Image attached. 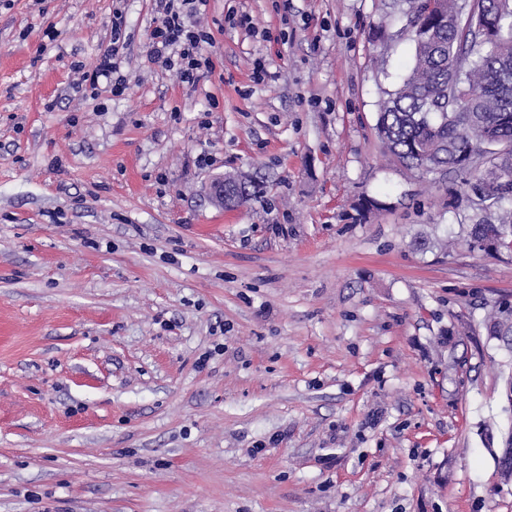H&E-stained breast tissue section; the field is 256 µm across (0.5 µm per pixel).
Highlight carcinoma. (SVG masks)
<instances>
[{
  "label": "carcinoma",
  "mask_w": 512,
  "mask_h": 512,
  "mask_svg": "<svg viewBox=\"0 0 512 512\" xmlns=\"http://www.w3.org/2000/svg\"><path fill=\"white\" fill-rule=\"evenodd\" d=\"M399 35L410 44V65L379 102L376 132L385 152L408 170L462 176L465 195L484 200L467 225L466 244L489 243L512 253V0H398ZM483 156L480 166L464 162ZM263 186L245 175L224 176L227 208L260 198ZM385 202L361 196L367 220ZM491 336L512 338V306L499 304L486 322Z\"/></svg>",
  "instance_id": "carcinoma-1"
}]
</instances>
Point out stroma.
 <instances>
[{"label": "stroma", "instance_id": "1", "mask_svg": "<svg viewBox=\"0 0 512 512\" xmlns=\"http://www.w3.org/2000/svg\"><path fill=\"white\" fill-rule=\"evenodd\" d=\"M156 12L0 0V512H512V255L383 154L393 0H209L194 87ZM117 14L124 94L73 90ZM257 179L245 175H225L224 180L213 182L211 186L212 197L215 201L224 204L226 208L241 207L250 201L257 200L263 193V186ZM510 325H512V306L502 303H499L485 324L489 335L512 341Z\"/></svg>", "mask_w": 512, "mask_h": 512}]
</instances>
